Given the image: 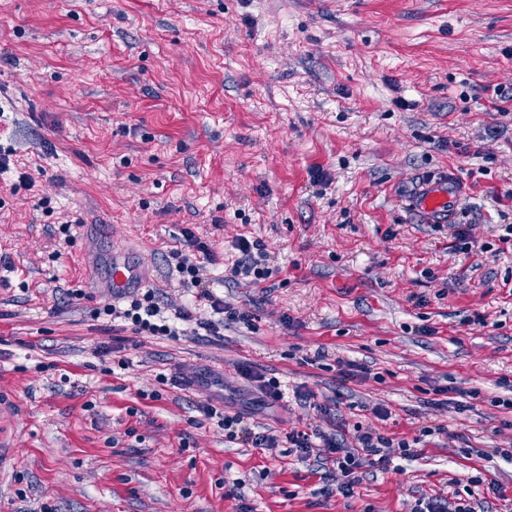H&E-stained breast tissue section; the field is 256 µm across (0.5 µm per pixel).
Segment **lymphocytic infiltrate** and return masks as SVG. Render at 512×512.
Instances as JSON below:
<instances>
[{
    "label": "lymphocytic infiltrate",
    "mask_w": 512,
    "mask_h": 512,
    "mask_svg": "<svg viewBox=\"0 0 512 512\" xmlns=\"http://www.w3.org/2000/svg\"><path fill=\"white\" fill-rule=\"evenodd\" d=\"M236 247L240 257L229 270L231 276L250 277L257 285L270 278V255L264 244L241 237ZM170 257L175 262L177 272L182 275L184 284L193 288L197 301L209 306L213 313L212 319L199 324L207 335L220 336L224 323L228 321L250 322V314L239 311L213 292L202 266L203 261L214 258L206 242L201 241L192 231H184L182 246L173 249ZM102 312L111 322L130 328L134 334L170 339L181 336L182 331L177 322L188 317L184 311L177 312L172 318L165 316L154 294L150 292L132 299L126 306L107 304ZM203 413L208 419L217 422L227 441L269 449L278 447L280 442H287L289 447L295 448L301 460H315L324 493L334 492L346 498L354 496L356 487L361 483L362 468L383 470L393 455L409 458L415 454L408 440L388 436L372 428L360 433L356 445L352 446L344 434H331L317 429L292 430L282 435L272 429L258 432L250 423L247 413L230 414L211 404L204 405Z\"/></svg>",
    "instance_id": "lymphocytic-infiltrate-1"
}]
</instances>
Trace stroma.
<instances>
[{
	"instance_id": "obj_1",
	"label": "stroma",
	"mask_w": 512,
	"mask_h": 512,
	"mask_svg": "<svg viewBox=\"0 0 512 512\" xmlns=\"http://www.w3.org/2000/svg\"><path fill=\"white\" fill-rule=\"evenodd\" d=\"M0 147V512H413L451 489L512 512V251L457 252L403 205L451 170L475 240L512 224V0H0ZM89 224L110 230L90 241ZM187 229L251 324L201 337L196 309L179 339L127 330L100 353L112 324L85 253L135 252L146 288L193 307L168 259ZM243 236L270 253L267 290L226 275ZM244 364L285 405L254 404ZM187 367L208 384L158 383ZM438 387L449 406L431 407ZM298 390L351 441L437 433L345 498L287 445L228 442L200 410L329 428Z\"/></svg>"
}]
</instances>
